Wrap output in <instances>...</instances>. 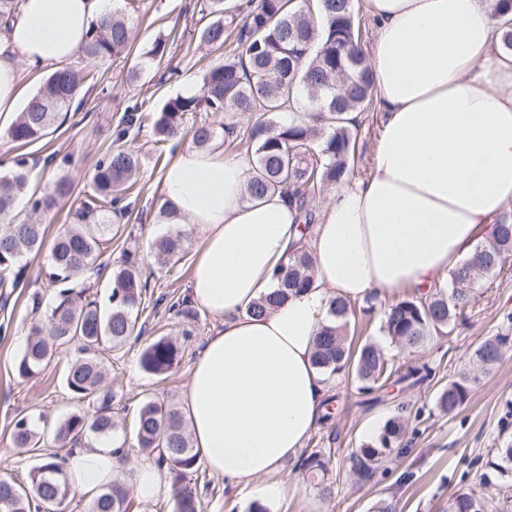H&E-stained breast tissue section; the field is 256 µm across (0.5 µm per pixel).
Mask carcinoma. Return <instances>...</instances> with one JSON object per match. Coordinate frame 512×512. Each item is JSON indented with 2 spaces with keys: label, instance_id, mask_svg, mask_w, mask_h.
I'll return each mask as SVG.
<instances>
[{
  "label": "carcinoma",
  "instance_id": "carcinoma-1",
  "mask_svg": "<svg viewBox=\"0 0 512 512\" xmlns=\"http://www.w3.org/2000/svg\"><path fill=\"white\" fill-rule=\"evenodd\" d=\"M144 0H124V7L112 10L109 19L92 27L80 47L90 60L115 57L130 47L135 17ZM249 6L232 0H210V20L198 29L201 43L216 48L224 45L226 26L236 24V53L209 61L202 69L199 92L169 99L152 120V129L163 142L191 137L203 147L222 130L234 134L236 125L202 121L186 125L194 112H236L258 115L247 131L244 143L252 156L253 176L247 198L260 200L276 190L288 196L303 216V229L314 224L313 197L330 184L341 181L354 159L355 122L349 112H361L373 100L371 65L361 49V19L356 0H248ZM512 0H496L495 16L504 18L502 47L512 52ZM81 69L66 67L54 71L26 102L11 125L0 135L23 148L38 142L60 115L69 111L75 95L85 82ZM292 92L306 98L318 95L315 108L305 114L289 112ZM143 127V116L134 105L117 129L111 148L95 167L93 195L77 201L74 224L59 234L50 251L49 287L56 289L55 301L44 318L32 323L24 352L14 365L20 379L33 376L48 356L57 350H73L78 357L65 372V383L83 407L71 413L53 431L56 451L31 469L21 484L0 479V512H64L70 493L66 474L54 463L59 450L87 437H110L118 421L112 411V387L106 383L104 354L134 335L143 311L147 281L136 260L127 253L124 265L113 271L108 305L102 307L86 298L79 288L89 268L112 241V216H125L124 200L137 181L138 157L126 147L134 128ZM16 168L0 174V289L10 296L23 287L22 257L41 252L45 226L39 217L53 210L74 193L73 181L59 177L42 192L29 189L26 158ZM27 197L29 214L21 219L16 205ZM186 236L175 228L157 236L150 245L165 263L185 256ZM512 256V217L503 215L492 224L486 239L449 274L448 284L436 285L426 295L415 293L381 304V330L403 350L424 344L433 332L451 328L466 310L475 305L488 282L500 274ZM312 258L306 251L289 257L288 264L275 273L279 288L257 301L249 313L261 317L291 294L302 292L312 277ZM356 302L333 299L329 314L334 324L318 337L315 365L334 375L351 376L358 390L372 392L391 382L407 379L421 384L430 376L424 366L400 374L391 359L372 342L359 346L346 343L349 320ZM507 335L482 342L473 351L474 363L490 370L502 361ZM181 348L161 337L142 351L140 367L148 374L163 376L179 363ZM474 378L461 371L440 392L439 408L452 414L470 398ZM408 418L399 413L389 419L371 442L352 452L350 468L360 478L397 459L394 451L403 447ZM30 416L18 414L13 420L11 442L19 453L44 443ZM124 464L152 461L174 472L178 484L172 496V512H202L197 485L187 475L199 468V454L193 448L188 424L172 404L144 400L137 412L132 452L119 446ZM328 459L318 451L301 459L300 469L308 474L318 494L330 493L326 483ZM486 467L497 477V497H487L472 488L456 490L448 500V512H497L512 502V446L495 448ZM129 488L115 479L103 487L89 504L88 512H127Z\"/></svg>",
  "mask_w": 512,
  "mask_h": 512
}]
</instances>
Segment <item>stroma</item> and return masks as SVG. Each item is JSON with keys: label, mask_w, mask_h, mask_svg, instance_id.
<instances>
[{"label": "stroma", "mask_w": 512, "mask_h": 512, "mask_svg": "<svg viewBox=\"0 0 512 512\" xmlns=\"http://www.w3.org/2000/svg\"><path fill=\"white\" fill-rule=\"evenodd\" d=\"M205 0H146L135 21L131 47L116 57L97 61L76 55L72 67L91 70L75 99L66 121L51 127L41 141L28 149L30 184L47 188L60 176L70 177L75 194H91V178L96 164L114 139V131L131 105L142 112H160L173 97L186 89H198L203 57L210 49L197 37L199 11ZM165 50L157 56L149 51L155 41ZM355 132L356 154L350 180L367 175L373 150L384 122L378 106L360 113ZM129 147L138 154L141 171L138 195L131 198L129 232L114 237L111 247L85 276V282L99 296H106L113 271L122 263L123 251L137 250L145 277L153 290L139 317L141 332L105 358L112 382L114 405L120 408L121 427L116 441L133 434V419L141 401L152 398L182 404L192 365L204 342L217 326L207 313L186 319L169 312V302L184 297L192 262L203 238L201 227L189 231L185 257L178 263L159 265L148 254V242L165 226L158 218L164 202L163 172L175 147L157 142L151 130L130 137ZM49 249L25 256L28 286L21 294L0 296V318L11 319L9 333L0 338V477L25 480L40 465L44 449L17 453L10 441L13 419L27 414L54 426L64 421L79 404L65 388L62 375L74 352H54L41 371L27 380L15 377L13 365L21 356L31 324L40 312L34 298L43 305L53 301L48 286ZM381 313L373 311L367 320L350 326L353 340L377 342L396 357L401 368L426 365L432 370L423 384L410 387L399 383L373 392H358L344 375L326 377L331 397V417L321 422L306 441L303 451L331 452L328 482L330 496L323 497L307 487L298 463L271 476V483L282 486L283 494L274 512H374L379 500L396 501L398 512H448L450 495L460 488H479L486 470L487 455L494 448L512 443V347L494 370L479 374L470 400L455 415L445 414L437 405L438 394L449 379L468 366L473 350L481 342L512 332V259L503 273L479 298L469 320L452 330L432 334L419 348L400 351L380 330ZM175 340L182 358L167 378L144 372L139 363L142 350L160 337ZM406 407L413 429L399 450L397 461L388 470L376 471L370 478L358 479L349 472L348 458L367 443L365 430L381 427ZM201 494L203 512H251L256 498L249 489L238 490L225 484L223 477L200 468L192 476ZM484 488V487H481ZM494 495V487L484 488Z\"/></svg>", "instance_id": "1"}]
</instances>
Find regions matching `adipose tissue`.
<instances>
[{"mask_svg": "<svg viewBox=\"0 0 512 512\" xmlns=\"http://www.w3.org/2000/svg\"><path fill=\"white\" fill-rule=\"evenodd\" d=\"M109 2L24 0L0 32L1 118L17 110L22 66L69 60ZM491 4L364 0L385 121L368 175L336 187L308 232L284 193L247 199V157L180 145L164 172L170 206L204 231L187 296L218 322L185 394L193 445L212 473L261 503L280 492L261 478L297 458L325 412L314 352L330 299L429 289L512 205V56ZM301 249L313 260L309 286L267 316L248 314ZM119 467L107 444L74 449L63 464L87 494Z\"/></svg>", "mask_w": 512, "mask_h": 512, "instance_id": "obj_1", "label": "adipose tissue"}]
</instances>
